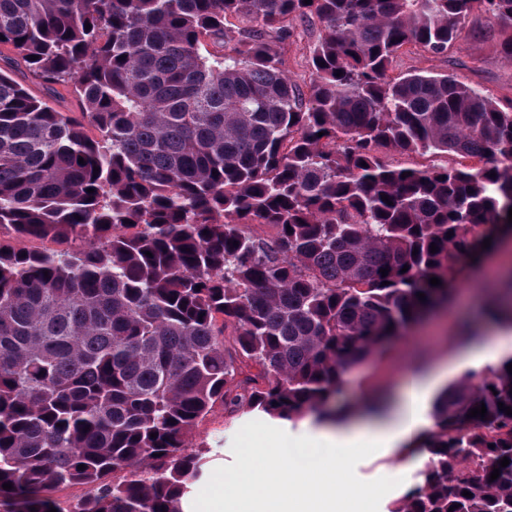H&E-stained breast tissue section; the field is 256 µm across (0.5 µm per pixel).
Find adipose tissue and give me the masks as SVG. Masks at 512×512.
I'll use <instances>...</instances> for the list:
<instances>
[{"label":"adipose tissue","mask_w":512,"mask_h":512,"mask_svg":"<svg viewBox=\"0 0 512 512\" xmlns=\"http://www.w3.org/2000/svg\"><path fill=\"white\" fill-rule=\"evenodd\" d=\"M443 376L440 370L408 373L401 403L389 416L304 426L305 434L319 440L316 448L306 447L303 438L284 448L272 435L256 436L238 470L225 475L215 512H357L368 490L355 479L354 463L345 454L349 448H383L402 456L397 472L410 482L427 425V394Z\"/></svg>","instance_id":"1"}]
</instances>
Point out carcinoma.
<instances>
[{"mask_svg":"<svg viewBox=\"0 0 512 512\" xmlns=\"http://www.w3.org/2000/svg\"><path fill=\"white\" fill-rule=\"evenodd\" d=\"M475 13L512 60V0H0V47L82 103L0 69L3 512H184L216 406L325 416L448 300L512 208V102L389 71L447 54ZM299 23L322 27L305 89L284 59ZM488 318L512 323V290ZM510 363L441 392L421 483L388 512H512ZM10 75L29 92L62 112H79L78 102L69 87L48 85L33 77L24 67H12Z\"/></svg>","mask_w":512,"mask_h":512,"instance_id":"1","label":"carcinoma"}]
</instances>
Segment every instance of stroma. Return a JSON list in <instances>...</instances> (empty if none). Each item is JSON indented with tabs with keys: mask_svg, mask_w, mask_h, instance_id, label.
<instances>
[{
	"mask_svg": "<svg viewBox=\"0 0 512 512\" xmlns=\"http://www.w3.org/2000/svg\"><path fill=\"white\" fill-rule=\"evenodd\" d=\"M420 68L432 73L448 74L475 89L493 96L501 104L512 101V61L504 59L495 42H480L470 37L460 39L447 55L433 56L421 51L398 58L394 71L404 73ZM11 75L29 92L63 112H74L78 102L70 88L48 85L33 77L23 67L13 68ZM512 264V253L493 252L483 263L480 273L462 271L460 283L448 298L444 310L432 313L412 324L383 351L377 353L347 374L338 396V407L361 411L374 394L398 397L406 375L411 370L428 371L447 364L448 375L443 386H450L464 374L487 373V366L468 365L458 368L461 354L474 345L494 346L499 325L486 322L485 306L490 299L485 278H498L500 286L512 282V273L501 276L502 263ZM275 418L260 412L224 417L222 410L208 416L200 425L196 441L212 450L210 472L187 501V512H210L213 500L221 493L218 481L225 473L237 469L252 436L273 430ZM395 456L377 452L358 459V477L374 487L375 493L364 504L362 512H388L390 504L406 496L397 480Z\"/></svg>",
	"mask_w": 512,
	"mask_h": 512,
	"instance_id": "stroma-1",
	"label": "stroma"
}]
</instances>
